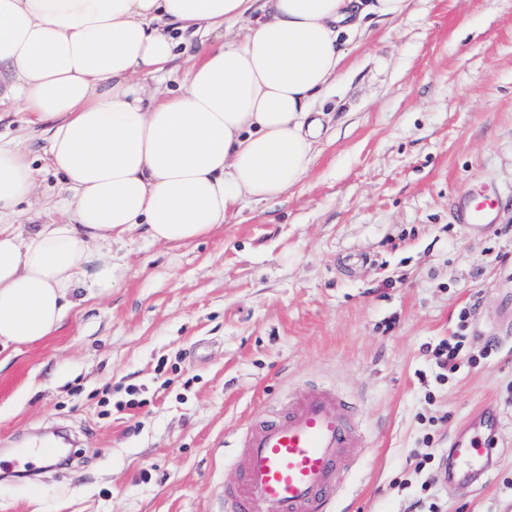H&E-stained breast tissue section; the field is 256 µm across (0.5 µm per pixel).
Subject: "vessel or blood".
<instances>
[{"label": "vessel or blood", "mask_w": 512, "mask_h": 512, "mask_svg": "<svg viewBox=\"0 0 512 512\" xmlns=\"http://www.w3.org/2000/svg\"><path fill=\"white\" fill-rule=\"evenodd\" d=\"M494 212L492 199L472 196L461 217L486 227ZM358 440L347 403L334 394L311 393L287 410L272 409L239 435L243 478L225 491L226 512H328L341 486L343 461ZM495 447L493 436L462 428L451 442L459 477L483 475Z\"/></svg>", "instance_id": "vessel-or-blood-1"}]
</instances>
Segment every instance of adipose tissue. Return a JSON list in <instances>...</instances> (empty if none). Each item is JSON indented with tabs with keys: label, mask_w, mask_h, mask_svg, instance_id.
I'll use <instances>...</instances> for the list:
<instances>
[{
	"label": "adipose tissue",
	"mask_w": 512,
	"mask_h": 512,
	"mask_svg": "<svg viewBox=\"0 0 512 512\" xmlns=\"http://www.w3.org/2000/svg\"><path fill=\"white\" fill-rule=\"evenodd\" d=\"M411 0H0V98L43 126L63 224H9L35 191L28 150L0 145V345L60 329L76 297L125 277L134 229L158 243L210 235L246 202L299 184L321 133L312 102L341 72L344 39L396 23ZM250 26L202 46L177 88L175 32Z\"/></svg>",
	"instance_id": "obj_1"
}]
</instances>
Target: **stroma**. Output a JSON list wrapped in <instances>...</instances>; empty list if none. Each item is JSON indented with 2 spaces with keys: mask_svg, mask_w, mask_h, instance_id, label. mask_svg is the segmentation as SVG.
<instances>
[{
  "mask_svg": "<svg viewBox=\"0 0 512 512\" xmlns=\"http://www.w3.org/2000/svg\"><path fill=\"white\" fill-rule=\"evenodd\" d=\"M346 51L300 185L188 244L133 232L110 296L0 348V512H219L244 425L314 390L361 437L330 512H512V0H412ZM27 119L0 100L42 170L34 213L66 223ZM482 187L495 223L463 225ZM485 409L494 462L450 480Z\"/></svg>",
  "mask_w": 512,
  "mask_h": 512,
  "instance_id": "35a3bbf8",
  "label": "stroma"
}]
</instances>
